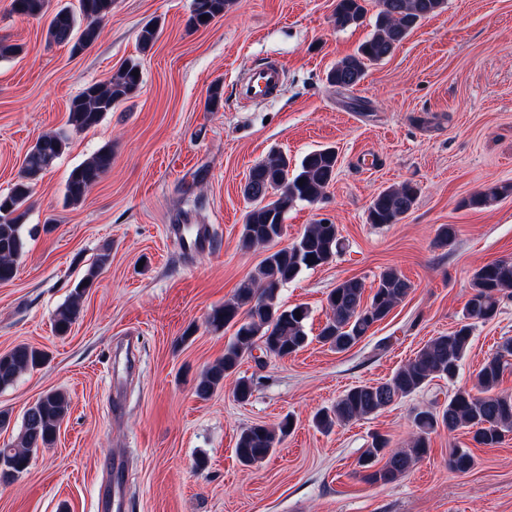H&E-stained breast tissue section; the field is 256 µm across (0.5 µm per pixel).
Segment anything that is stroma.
<instances>
[{"instance_id": "1", "label": "stroma", "mask_w": 512, "mask_h": 512, "mask_svg": "<svg viewBox=\"0 0 512 512\" xmlns=\"http://www.w3.org/2000/svg\"><path fill=\"white\" fill-rule=\"evenodd\" d=\"M192 0H114L100 37L75 52L48 41L43 22L0 0V194L18 179L26 151L65 130L68 145L32 187L30 236L15 277L0 282V354L19 345L44 352L36 369L0 388V444L15 441L24 411L58 390L70 412L55 442L27 471L0 484V512H95L113 459L126 468L123 512H512V434L493 448L465 430L433 434L431 452L387 485L363 480L358 460L373 434L405 446L413 413L471 387L482 363L512 338V298L477 323L454 381L435 380L381 413L319 431L315 412L350 387L386 380L431 338L454 330L473 272L512 258V193L487 208L468 199L512 184V0H446L353 88L328 71L373 31L376 0L359 25L336 27V0H230L209 25L189 24ZM155 22L147 52L137 36ZM140 63L133 97L96 127H68L69 104L123 63ZM281 63L285 79L269 100L246 102L238 80ZM219 87L222 99L207 98ZM335 147L338 170L323 200L296 203L285 242L327 218L344 250L302 271L281 291L285 306L309 310V344L292 356L244 357L209 398L201 374L224 354L233 328L205 318L255 271L266 251L242 249L249 203L242 187L254 164L277 154L301 160ZM112 167L82 203L66 204L70 171L102 148ZM405 181L420 194L399 223H367L380 191ZM172 224H207L209 253L189 257L166 238ZM454 239L439 245L441 225ZM111 259L87 288L67 334L54 316L103 248ZM397 269L412 285L405 300L358 344L337 353L317 335L326 297L356 277L374 286ZM255 382L237 401L238 378ZM288 436L262 463L236 456L239 433L277 426ZM471 447L473 469L448 466L452 447Z\"/></svg>"}]
</instances>
